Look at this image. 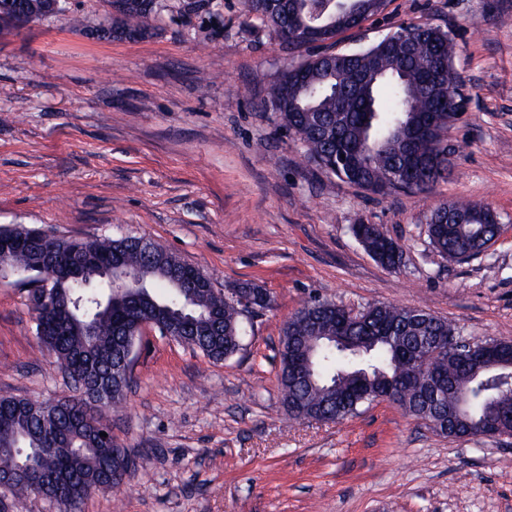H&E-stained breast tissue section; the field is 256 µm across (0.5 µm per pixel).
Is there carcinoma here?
Wrapping results in <instances>:
<instances>
[{
    "label": "carcinoma",
    "mask_w": 512,
    "mask_h": 512,
    "mask_svg": "<svg viewBox=\"0 0 512 512\" xmlns=\"http://www.w3.org/2000/svg\"><path fill=\"white\" fill-rule=\"evenodd\" d=\"M54 0H0V32L14 19L56 17ZM382 0H243L255 19L282 43L324 45L327 27L345 12L336 31L358 27L381 12ZM185 13H208L213 0H180ZM118 9L107 39L139 40L153 35L148 19L168 8L165 0H107ZM454 41L448 31L423 23L399 30L359 52L325 49L286 68L273 86L269 103L281 125L302 144L307 158L341 181L374 194L430 191L448 176V90L459 80L451 74ZM488 209L471 201L440 204L427 219L431 246L446 261L461 262L486 251L500 225L486 222ZM356 240L369 252L387 248L380 264L397 270L401 245L375 224H353ZM56 253L84 263L86 285L51 272L48 287L28 295L36 336L56 365L80 375V396L54 401L0 394V474L13 483L0 495L33 496L46 477L56 483L51 499L64 512L102 485L112 470L128 471L134 459L114 443L109 414L125 399V386L113 368L125 345L135 343L139 320L147 316L213 361L242 348L244 316L250 309L215 288L175 282L187 264L158 243L144 252L136 237L84 240L59 237ZM120 257L119 277L131 273L124 289L99 276L93 258ZM42 260L37 247L20 249L9 262L19 268ZM70 305L54 317L49 308ZM448 320L422 308L374 304L345 320V309L314 300L299 309L282 329L279 378L282 405L301 420L345 419L383 396L382 390L414 358L426 368L424 383L403 389L397 404L433 430L453 437L467 425H512V348L494 355L484 343L462 357L437 353L423 344L427 336H453ZM107 436L102 437L100 433Z\"/></svg>",
    "instance_id": "cac0c4a2"
}]
</instances>
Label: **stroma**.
Here are the masks:
<instances>
[{"label":"stroma","instance_id":"stroma-1","mask_svg":"<svg viewBox=\"0 0 512 512\" xmlns=\"http://www.w3.org/2000/svg\"><path fill=\"white\" fill-rule=\"evenodd\" d=\"M170 10L152 37L103 40L105 0H68L83 30L51 17L0 32V226L77 239L146 237L221 290L251 282L269 308L243 346L213 361L152 331L109 416L136 465L77 512H512V437L452 439L398 405L339 422L292 419L281 404L284 323L311 300L376 303L448 319L469 342L512 340V0H390L336 38L358 50L410 24L454 38L466 93L447 134V181L430 193L372 194L307 162L267 103L307 55L247 19ZM489 205L501 233L442 263L427 218L443 201ZM376 224L403 249L390 271L354 238ZM25 281L0 280V394L69 395L35 335Z\"/></svg>","mask_w":512,"mask_h":512}]
</instances>
